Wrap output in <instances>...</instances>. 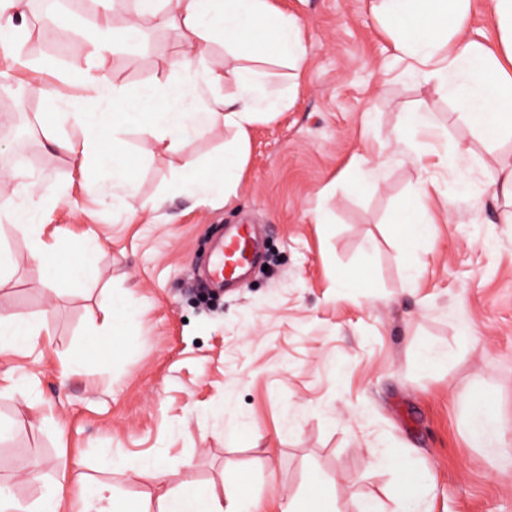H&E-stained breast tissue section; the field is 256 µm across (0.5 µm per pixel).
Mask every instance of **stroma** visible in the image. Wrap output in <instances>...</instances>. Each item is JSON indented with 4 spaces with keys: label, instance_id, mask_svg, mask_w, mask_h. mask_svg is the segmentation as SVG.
Listing matches in <instances>:
<instances>
[{
    "label": "stroma",
    "instance_id": "1",
    "mask_svg": "<svg viewBox=\"0 0 512 512\" xmlns=\"http://www.w3.org/2000/svg\"><path fill=\"white\" fill-rule=\"evenodd\" d=\"M275 2L300 18L307 64L297 77L262 62L268 92L299 90L251 127L241 183L225 204H199L171 181L186 158L212 175L211 159L235 141L218 125L178 156L128 133L141 153L138 199L158 208L113 211L34 134L47 102L15 95L51 85L69 105L87 88L13 66L0 50V174L22 162L41 178L53 196L45 235L62 229L102 246L82 278L53 291L25 237L0 243L12 261L0 311L45 315L49 330L36 350L0 358V418L25 420L0 440V482L30 504L41 487L25 475L29 460L47 479L64 464L94 483L107 480L110 461L186 460L188 490L237 483L261 512L307 499L316 482L338 512H358L370 497L396 512L394 476L376 454L386 448L420 474L421 512H512V203L490 191L498 165L512 160V137L472 128L396 62L370 0ZM63 13L72 40L51 56L77 73L88 66L92 20L70 6ZM179 49L175 31L151 30L110 58L108 79L135 89L166 77ZM423 109L449 148L470 150L467 186H456L453 168L434 169L449 188L427 236L411 223L416 155L394 139L403 113ZM376 166L379 178L363 182ZM329 184L334 193L322 196ZM318 207L327 223H314ZM246 224L257 230L259 266L235 285L201 288L217 238ZM353 269L365 287L341 288ZM103 304L117 313L99 341L91 331ZM427 347L448 352L447 365L421 366ZM17 378L28 381L27 396L13 392ZM481 395L508 432L495 457L469 434ZM230 427L238 441H225Z\"/></svg>",
    "mask_w": 512,
    "mask_h": 512
}]
</instances>
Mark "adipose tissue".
I'll return each instance as SVG.
<instances>
[{"mask_svg": "<svg viewBox=\"0 0 512 512\" xmlns=\"http://www.w3.org/2000/svg\"><path fill=\"white\" fill-rule=\"evenodd\" d=\"M14 0H0V48L11 52L14 61L36 71L58 73V63L48 57L28 58L18 54L19 46L35 34L28 25L14 24L6 13ZM104 12L87 34L89 55L95 73L88 78L97 96L93 104L63 114L43 113L38 133L50 148L66 154L80 170L104 168L112 176V208L134 210L133 153L124 139L136 130L144 143L163 146L180 153L189 137L217 125L233 128L236 139L227 155L214 161L219 175L186 182L195 167L188 160L175 173V185L190 184L201 202L229 200L241 179L249 145L251 126L273 117L286 107L283 96L263 90L265 73L256 67L233 69L231 74L208 68L209 50L222 43L230 55H239L256 42H264L267 52L283 59L295 72L307 63V49L300 19L277 9L271 0H137L132 21L112 24L113 0H102ZM472 0H371L370 10L392 40L400 58H408L409 68L423 78L434 92L453 100L461 118L479 129L512 132V0H484L497 32V40L484 44L463 38ZM166 25L177 30L181 49L170 63V77L155 79L136 94L110 83L107 64L110 55L138 44L147 28ZM234 77L236 91L223 92L226 77ZM80 126L83 135L73 139L62 132L63 120ZM111 127L112 141L104 143L103 127ZM428 133L439 138L430 113L405 114L395 133L396 141L416 150L419 157H436L447 166V154L436 147L419 148L416 138ZM12 191L0 205V234L12 230L26 235L31 253L54 279L58 269L82 270L101 253L96 239L55 236L42 238L44 196L37 180L27 172L13 171ZM44 325L38 318L16 319L0 315V355L34 347ZM470 433L478 445L495 456L504 447L505 430L493 403L475 398L471 406ZM383 467L396 475L394 494L401 512H419L424 488L418 476L389 452H381ZM151 477L167 482L168 490L157 505L140 503L138 508L96 505L93 497L81 494L80 512H252V500L228 487L222 492L188 495L177 486L179 467L175 464L150 469Z\"/></svg>", "mask_w": 512, "mask_h": 512, "instance_id": "1", "label": "adipose tissue"}]
</instances>
